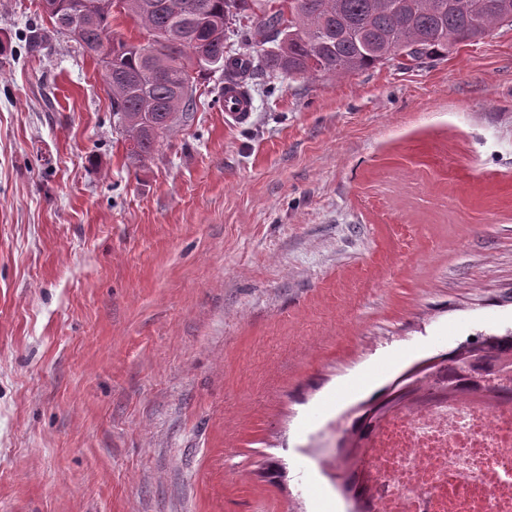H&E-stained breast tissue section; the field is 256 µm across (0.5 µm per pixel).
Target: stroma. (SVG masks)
I'll use <instances>...</instances> for the list:
<instances>
[{
	"label": "stroma",
	"mask_w": 512,
	"mask_h": 512,
	"mask_svg": "<svg viewBox=\"0 0 512 512\" xmlns=\"http://www.w3.org/2000/svg\"><path fill=\"white\" fill-rule=\"evenodd\" d=\"M0 0V512H351L340 432L512 329V26L220 75L130 165L100 65ZM224 95L221 105L224 107V116L228 123L245 122L251 115V103L245 87L237 84L225 83ZM228 117V118H227Z\"/></svg>",
	"instance_id": "stroma-1"
}]
</instances>
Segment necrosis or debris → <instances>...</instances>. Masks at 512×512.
I'll use <instances>...</instances> for the list:
<instances>
[{"label": "necrosis or debris", "instance_id": "obj_1", "mask_svg": "<svg viewBox=\"0 0 512 512\" xmlns=\"http://www.w3.org/2000/svg\"><path fill=\"white\" fill-rule=\"evenodd\" d=\"M503 359L424 379L387 408L345 466L358 512H512V376Z\"/></svg>", "mask_w": 512, "mask_h": 512}]
</instances>
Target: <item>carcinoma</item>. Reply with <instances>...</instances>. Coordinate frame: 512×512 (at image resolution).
Masks as SVG:
<instances>
[{"label":"carcinoma","mask_w":512,"mask_h":512,"mask_svg":"<svg viewBox=\"0 0 512 512\" xmlns=\"http://www.w3.org/2000/svg\"><path fill=\"white\" fill-rule=\"evenodd\" d=\"M42 14L51 28L33 27L32 47L52 34H69L105 70L112 112L123 132L137 141L128 151L145 165L159 139L194 117L200 76L220 70L224 80L248 81L275 73L290 78L322 74L340 79L391 60L399 65L440 58L459 43L483 38L512 17V0H123V10H97L73 24L70 0H46ZM291 25L280 28L284 9ZM130 18L155 45L113 29ZM239 23L247 51L224 54L228 23ZM512 356V331L480 346Z\"/></svg>","instance_id":"obj_1"}]
</instances>
